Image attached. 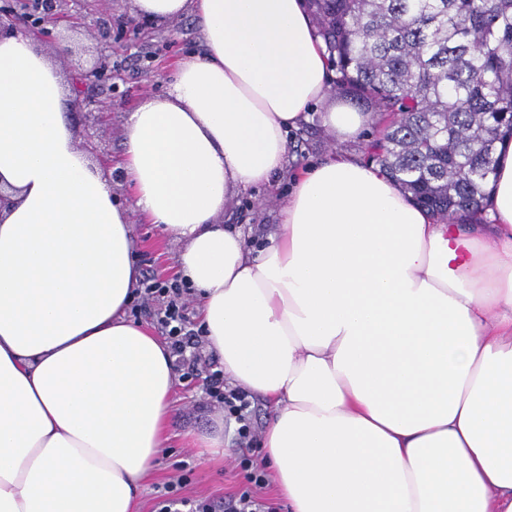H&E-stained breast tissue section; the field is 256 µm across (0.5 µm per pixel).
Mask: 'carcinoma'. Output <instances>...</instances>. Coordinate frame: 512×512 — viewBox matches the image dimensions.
I'll return each instance as SVG.
<instances>
[{
  "label": "carcinoma",
  "mask_w": 512,
  "mask_h": 512,
  "mask_svg": "<svg viewBox=\"0 0 512 512\" xmlns=\"http://www.w3.org/2000/svg\"><path fill=\"white\" fill-rule=\"evenodd\" d=\"M333 89L386 125L367 158L442 222L481 214L512 135V0H307Z\"/></svg>",
  "instance_id": "1"
}]
</instances>
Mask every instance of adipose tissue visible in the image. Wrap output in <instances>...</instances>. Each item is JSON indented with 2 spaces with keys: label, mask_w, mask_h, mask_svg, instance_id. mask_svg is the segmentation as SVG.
<instances>
[{
  "label": "adipose tissue",
  "mask_w": 512,
  "mask_h": 512,
  "mask_svg": "<svg viewBox=\"0 0 512 512\" xmlns=\"http://www.w3.org/2000/svg\"><path fill=\"white\" fill-rule=\"evenodd\" d=\"M193 13L205 53L125 125L134 207L181 245L203 337L263 400L262 460L290 512H512V140L483 219L441 223L374 162L302 170L259 249L217 218L284 168L326 102L304 0H132ZM63 75L0 37V512H139L167 438L170 351L126 310L140 278L128 213L76 142Z\"/></svg>",
  "instance_id": "ef3b65f1"
}]
</instances>
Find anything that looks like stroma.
I'll return each instance as SVG.
<instances>
[{
	"label": "stroma",
	"mask_w": 512,
	"mask_h": 512,
	"mask_svg": "<svg viewBox=\"0 0 512 512\" xmlns=\"http://www.w3.org/2000/svg\"><path fill=\"white\" fill-rule=\"evenodd\" d=\"M112 12H104L99 0H62L54 13V28L59 53L69 63L68 75L88 66L98 48H105L110 58L112 80L82 89V96L107 101L105 121L96 115L71 109L70 118L76 139L100 166L112 174V194L122 204H129L130 190L118 177L116 163L122 151L125 121L137 103L148 97L165 95L180 58L202 51V37L193 15L173 20L145 22L137 19L131 0H113ZM366 142L361 138L332 137L321 119L319 109H311L309 120L288 137L287 160L282 173L272 184L234 193L226 205L222 223L243 229L267 231L277 223L295 174L311 163L333 154L364 158ZM137 243V263L141 274H153L160 281H173L176 242L163 239L155 225L131 214ZM223 412L205 393L200 376L176 378L173 408L167 425V446L140 493V512H155L160 493L185 470L187 484L180 496L190 499L228 498L245 484L238 466L240 441H233L223 460L200 453L189 444V435L209 427Z\"/></svg>",
	"instance_id": "obj_1"
}]
</instances>
